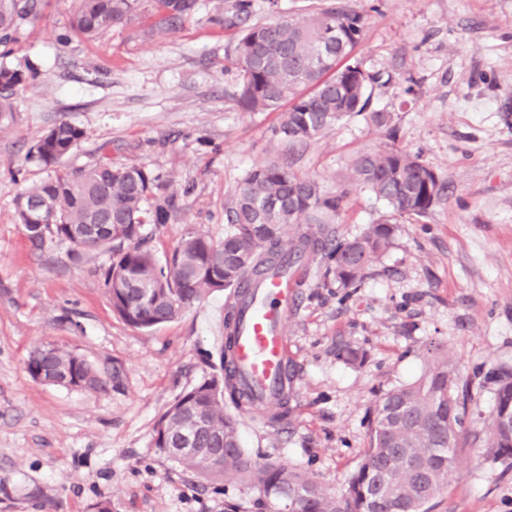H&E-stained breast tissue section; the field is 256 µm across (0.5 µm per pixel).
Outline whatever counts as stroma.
Wrapping results in <instances>:
<instances>
[{"mask_svg":"<svg viewBox=\"0 0 512 512\" xmlns=\"http://www.w3.org/2000/svg\"><path fill=\"white\" fill-rule=\"evenodd\" d=\"M367 20L353 59L379 75L370 108L393 115L379 128L348 117L291 153L273 112H244L227 60L237 33L212 21L213 2L158 30L143 0L99 39L69 35L74 0H44L24 22L7 63L37 66L0 124V512H266L233 476L184 470L152 443L159 417L215 372L227 291L210 293L175 321L136 329L112 310L100 276L107 253L35 245L15 219V199L47 172L29 149L55 122L86 132L72 166L108 156L160 173L173 196L165 224L144 234L158 258L188 233L222 238L239 182L280 159L336 191L351 160L379 146L418 154L447 185L422 217L400 219L390 249L359 288L343 293L313 262L288 322L295 389L288 413L240 411L243 448L340 492L368 446L370 411L416 379L435 348L450 350L471 383L459 476L430 512H512V463L487 451L494 407L488 376L512 372V0H347ZM386 211L350 193L334 228L361 234ZM52 342L91 363L103 390L42 384L24 369ZM349 343L363 364L336 357Z\"/></svg>","mask_w":512,"mask_h":512,"instance_id":"stroma-1","label":"stroma"}]
</instances>
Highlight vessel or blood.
<instances>
[{"instance_id": "obj_1", "label": "vessel or blood", "mask_w": 512, "mask_h": 512, "mask_svg": "<svg viewBox=\"0 0 512 512\" xmlns=\"http://www.w3.org/2000/svg\"><path fill=\"white\" fill-rule=\"evenodd\" d=\"M298 302L297 288L285 273L243 287L233 355L226 369L259 402L277 403L294 388L287 323Z\"/></svg>"}]
</instances>
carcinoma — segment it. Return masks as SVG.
<instances>
[{
    "label": "carcinoma",
    "instance_id": "1",
    "mask_svg": "<svg viewBox=\"0 0 512 512\" xmlns=\"http://www.w3.org/2000/svg\"><path fill=\"white\" fill-rule=\"evenodd\" d=\"M156 25L173 27L196 16L200 0H151ZM140 0H78L71 31L94 40L126 23ZM253 0H237L224 25L237 29L230 63L237 100L248 112L278 113V133L290 147L316 141L345 117L368 107L376 79L349 59L366 23L364 14L329 0L310 14L290 12L272 22H253ZM40 16L38 0H0V46L16 41L26 20ZM37 75L0 63V121L16 112L14 90ZM84 137L65 120L49 127L29 160L53 174L25 190L15 214L36 244L58 239L77 252L109 253L102 276L113 311L128 325L149 329L171 322L209 293L242 296L250 278L260 280L302 260L327 264L337 287L354 288L371 262L392 245L395 224L427 213L445 193L439 176L417 155L379 147L357 155L342 190L331 193L314 178L272 160L250 169L236 190L224 239L189 232L159 263L146 246L143 227L166 224L173 201L154 195L160 177L133 164L101 159L87 168H61ZM366 189L389 214L360 235L342 239L329 228L351 188ZM236 305L224 315L219 373L181 394L160 417L153 445L163 454L187 428L203 427L201 448L218 456L185 453L189 472L245 476L261 493L267 512H427V505L459 472L457 449L464 434L462 410L471 398L457 359L442 351L417 380L386 392L374 405L369 444L344 489L327 493L284 464L251 460L242 448L239 421L227 410L254 405L224 373L231 352ZM33 380L100 390L104 381L85 359L51 342L37 344L24 363ZM495 410L489 430L492 458L512 459V372L491 374Z\"/></svg>",
    "mask_w": 512,
    "mask_h": 512
}]
</instances>
